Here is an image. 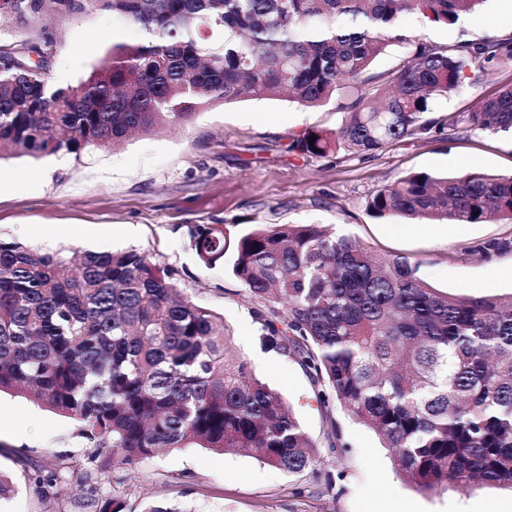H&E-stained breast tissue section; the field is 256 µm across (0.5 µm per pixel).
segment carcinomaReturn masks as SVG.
I'll list each match as a JSON object with an SVG mask.
<instances>
[{"mask_svg":"<svg viewBox=\"0 0 512 512\" xmlns=\"http://www.w3.org/2000/svg\"><path fill=\"white\" fill-rule=\"evenodd\" d=\"M485 0H21L39 31L0 43V159L76 158L184 124L227 103L287 97L325 107L336 129L308 127L285 152L307 160L368 154L461 124L512 131V83L466 113L429 117L437 99L512 64V38L412 40L416 14L452 26ZM108 10L141 32L115 43L76 86L16 61L56 48L47 22ZM405 52L390 70L374 60ZM316 137L309 142L310 137ZM379 217L443 224L512 219V175L410 173L376 191ZM206 268L243 288L262 346L299 359L339 407L395 449L424 491L512 487V296L455 295L406 258L375 254L318 224H190ZM76 420L81 435L135 467L163 448L255 452L288 473L315 467V444L282 396L253 376L224 318L180 293L142 252L72 258L0 242V392ZM47 493L56 465L34 469Z\"/></svg>","mask_w":512,"mask_h":512,"instance_id":"cac0c4a2","label":"carcinoma"}]
</instances>
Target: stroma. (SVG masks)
<instances>
[{
	"mask_svg": "<svg viewBox=\"0 0 512 512\" xmlns=\"http://www.w3.org/2000/svg\"><path fill=\"white\" fill-rule=\"evenodd\" d=\"M56 55L48 72L55 87L78 85L112 43H134L138 29L104 10L55 20ZM406 35L453 43L512 37V0H488L460 26L410 16ZM512 82V67L439 99V112L470 111L496 84ZM335 105L304 108L287 99L216 106L186 124L135 136L81 157L48 155L0 161V241L21 242L72 256L136 249L168 268L193 302L224 317L236 350L253 374L288 401L315 444V470L290 474L253 454L172 448L128 469L110 463L99 473L77 422L24 395L0 393V474L16 493L0 512H93L92 500L120 497L126 512L167 498L193 512H512V489L488 485L424 492L401 473L392 449L340 408L325 410L318 387L298 359L262 349L258 325L240 284L223 267H202L187 237L191 224H322L374 252L418 264L423 277L451 294H512V250L486 258L487 242L512 241V222L452 224L442 235L404 230L397 217L367 208L374 192L412 172L512 174V132L466 127L390 145L374 154L305 160L285 153L293 134L336 128ZM337 442H329L330 432ZM53 459L62 473L49 493L33 483L36 465ZM86 472L78 482L77 472Z\"/></svg>",
	"mask_w": 512,
	"mask_h": 512,
	"instance_id": "obj_1",
	"label": "stroma"
}]
</instances>
